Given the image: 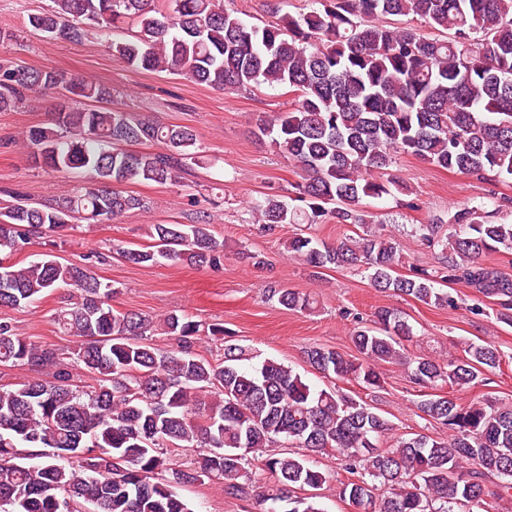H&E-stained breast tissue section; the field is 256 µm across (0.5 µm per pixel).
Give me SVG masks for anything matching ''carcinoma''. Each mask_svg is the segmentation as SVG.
<instances>
[{"mask_svg":"<svg viewBox=\"0 0 512 512\" xmlns=\"http://www.w3.org/2000/svg\"><path fill=\"white\" fill-rule=\"evenodd\" d=\"M29 16L33 33L78 42L94 29L121 31L108 49L126 64L168 71L197 84L253 92L263 86L294 94L295 103L256 127L303 172L297 195L272 194L253 203L254 223L364 224L360 206L407 187L382 174L400 154L483 180L512 178V0H311L310 10L262 27L245 23L224 0H51ZM417 16L445 39L392 27L389 16ZM63 103L49 126L32 127L27 141L43 163L84 175L76 193L55 204L30 201L19 191L0 207V307L30 306L58 288L70 293L53 316L63 333L79 338L71 357L35 344L0 321V367L47 373L0 389V512H195L176 488L209 480L224 494L255 500L259 512H324L316 491L328 474L305 454L269 453L286 443L332 455L351 475L340 496L371 512H484L485 497L504 499L489 486L512 489V405L483 396L464 401L435 393L418 409L448 429V438L391 437L392 423L363 400L336 390H314L294 369L266 359L244 370L236 344L224 357L196 352L204 335L224 341V326L202 327L184 315L160 318L112 307L115 289L77 261L46 259L20 266L12 256L30 236H52L80 220L99 223L146 208L117 189L128 180L182 183L198 139L187 126H158L100 106L112 98L104 85L67 78L52 69L0 64V112L53 94ZM159 142L162 152L133 153V144ZM499 208L466 205L448 213V235L421 224L415 236L439 246L430 271L402 264L401 244L369 231L335 243L296 233L288 253L315 268L358 266L371 287L426 305L457 308L438 281L462 283L495 306L512 326V277L484 263L512 249V222ZM154 245L119 248L136 265L182 261L215 266L224 242L205 215L190 224H152ZM278 303L313 309V298L289 289ZM373 327H357L353 357L312 346L315 370L365 387H381L378 366H407L412 383H441L462 391L500 367L503 355L488 341L472 342L465 356L439 362L410 357L403 341L410 325L391 308L375 312ZM176 342L152 343L156 332ZM90 381L77 385L69 363ZM204 448L176 464L170 448ZM41 461L25 462L26 449ZM76 463H68L70 459ZM269 475L253 494V469ZM311 489L306 494L304 490Z\"/></svg>","mask_w":512,"mask_h":512,"instance_id":"obj_1","label":"carcinoma"}]
</instances>
